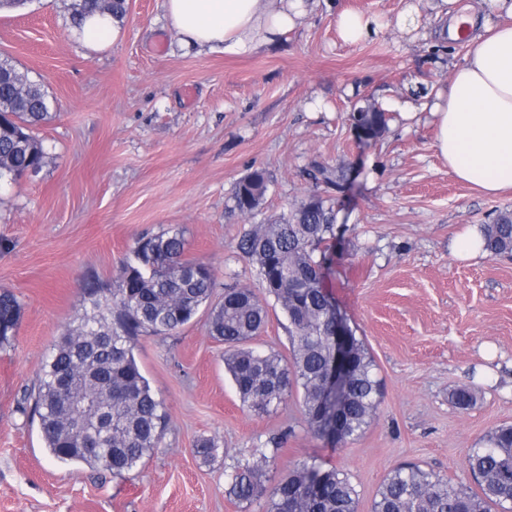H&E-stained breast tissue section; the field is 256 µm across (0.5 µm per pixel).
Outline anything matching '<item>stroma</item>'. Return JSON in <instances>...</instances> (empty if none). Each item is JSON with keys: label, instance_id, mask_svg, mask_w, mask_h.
Here are the masks:
<instances>
[{"label": "stroma", "instance_id": "35a3bbf8", "mask_svg": "<svg viewBox=\"0 0 512 512\" xmlns=\"http://www.w3.org/2000/svg\"><path fill=\"white\" fill-rule=\"evenodd\" d=\"M305 2L301 27L238 58L182 47L163 0H129L120 39L97 52L75 35L70 0L0 12V58L45 86L53 113L34 130L42 170L0 187V243L10 245L0 289L21 305L15 340L0 349V512H266V499L229 496L227 477L275 438L279 468L314 459L341 470L359 512H371L385 477L408 463L471 482L467 449L512 424V257L453 253L465 229L512 211V193L487 196L450 173L422 109L469 47L437 37L431 0ZM346 10L385 27L344 44L336 20ZM410 10L417 26L399 29ZM362 97L390 109L366 144L350 119ZM318 165L339 171L341 190L311 180ZM255 168L270 182L245 216L231 194ZM312 195L336 210L324 290L382 384L365 432L318 437L296 392L268 414L244 407L203 308L176 332L135 342L169 415L158 451L122 477L54 460L34 396L45 354L84 312L86 283H113L142 235L179 227L216 295L258 288L239 240ZM460 386L475 394L469 408L451 401ZM206 438L219 448L207 462L193 452Z\"/></svg>", "mask_w": 512, "mask_h": 512}]
</instances>
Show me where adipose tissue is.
<instances>
[{
	"label": "adipose tissue",
	"instance_id": "adipose-tissue-1",
	"mask_svg": "<svg viewBox=\"0 0 512 512\" xmlns=\"http://www.w3.org/2000/svg\"><path fill=\"white\" fill-rule=\"evenodd\" d=\"M436 14L450 39L471 50L429 112L435 148L456 178L486 194L512 190V0H481L480 13ZM171 27L188 45L246 55L301 25L303 0H165Z\"/></svg>",
	"mask_w": 512,
	"mask_h": 512
}]
</instances>
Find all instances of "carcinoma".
<instances>
[{"label":"carcinoma","mask_w":512,"mask_h":512,"mask_svg":"<svg viewBox=\"0 0 512 512\" xmlns=\"http://www.w3.org/2000/svg\"><path fill=\"white\" fill-rule=\"evenodd\" d=\"M96 11L118 21L127 0H71L75 25ZM41 85L0 59V170L24 175L41 170L46 152L32 128L51 119ZM375 120L386 126L376 103L352 113L353 121ZM268 188L265 170L255 169L234 187L233 209L252 213ZM336 213L320 196L295 204L288 212L245 233L239 249L255 265L260 285L274 297L288 319L290 358L260 351L247 343L268 319L263 298L252 288L230 287L212 303L214 276L197 261L184 259V232L171 227L140 238L133 259L108 288L88 286L90 309L68 328L46 357L35 393V412L46 448L60 462H79L121 476L136 469L161 445L167 414L135 359V340L178 330L210 306L209 332L224 342V365L244 406L259 413L278 408L294 387L302 390V413L308 428L325 438L336 423V405L328 398L325 372L330 352V298L320 268L334 236ZM484 250L512 253V212L499 213L480 229ZM20 317L17 298L0 291V348L11 344ZM354 361L341 394L345 438L364 433L380 402L381 387L364 342L352 337ZM87 406L76 415L70 400ZM195 453L211 461L219 453L211 439L197 442ZM465 465L476 487L454 483L417 464L391 472L381 484L371 512H491L496 505L512 512V425L491 432L469 449ZM276 469V453L259 451L253 464L230 475L228 493L252 502L269 492L267 512H359L358 493L343 472L303 460L279 473L271 489L267 473Z\"/></svg>","instance_id":"obj_1"}]
</instances>
